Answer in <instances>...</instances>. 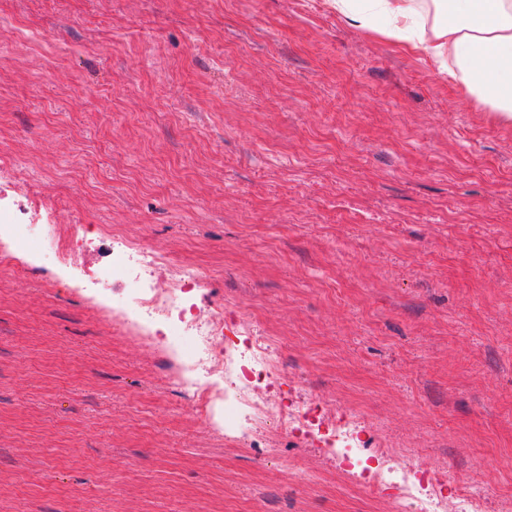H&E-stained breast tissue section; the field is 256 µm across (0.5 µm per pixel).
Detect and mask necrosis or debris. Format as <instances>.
Returning <instances> with one entry per match:
<instances>
[{"instance_id":"1","label":"necrosis or debris","mask_w":512,"mask_h":512,"mask_svg":"<svg viewBox=\"0 0 512 512\" xmlns=\"http://www.w3.org/2000/svg\"><path fill=\"white\" fill-rule=\"evenodd\" d=\"M118 243L120 248L113 253L111 265L97 273L104 282L119 276L130 283L112 302V323L149 345L154 342L153 327L157 324L163 325L169 335L194 337L191 355L167 349L163 356L173 383L186 391L198 419L211 424L219 419L228 422L240 415L258 436L270 430L288 437L313 435L323 411L318 396L288 404L269 403L254 393L242 369L235 349L239 338L248 342L251 363L267 373L280 369L274 343L267 337L252 335L245 316L226 321L223 306L202 314L188 308L189 293L205 284L199 269L177 263L168 253L134 238L122 236ZM19 245L33 252L48 248L55 260L64 265L79 259L73 235H58L51 224L37 233L0 215L1 265H10L12 249ZM161 269L167 272L165 285L153 287L152 275ZM329 445L344 449L346 455H369L374 465L367 472L368 478L374 486L389 490L392 512H485L488 497L496 493L493 484L478 487L460 475L448 484H435L430 468L413 451L402 452L387 443L365 450L355 427L344 420L337 421ZM346 455L339 458L338 466L348 474L352 468Z\"/></svg>"}]
</instances>
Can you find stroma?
<instances>
[{
    "instance_id": "stroma-1",
    "label": "stroma",
    "mask_w": 512,
    "mask_h": 512,
    "mask_svg": "<svg viewBox=\"0 0 512 512\" xmlns=\"http://www.w3.org/2000/svg\"><path fill=\"white\" fill-rule=\"evenodd\" d=\"M0 197L84 264L0 269V512H390L317 442H229L93 277L123 225L275 336V403L512 459V122L328 0H0ZM317 469L290 480L289 464Z\"/></svg>"
}]
</instances>
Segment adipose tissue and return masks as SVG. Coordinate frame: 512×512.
<instances>
[{
  "mask_svg": "<svg viewBox=\"0 0 512 512\" xmlns=\"http://www.w3.org/2000/svg\"><path fill=\"white\" fill-rule=\"evenodd\" d=\"M354 27L387 22L389 37L423 51L465 93L512 120V0H448L447 21L430 19L426 0H330Z\"/></svg>",
  "mask_w": 512,
  "mask_h": 512,
  "instance_id": "1",
  "label": "adipose tissue"
}]
</instances>
